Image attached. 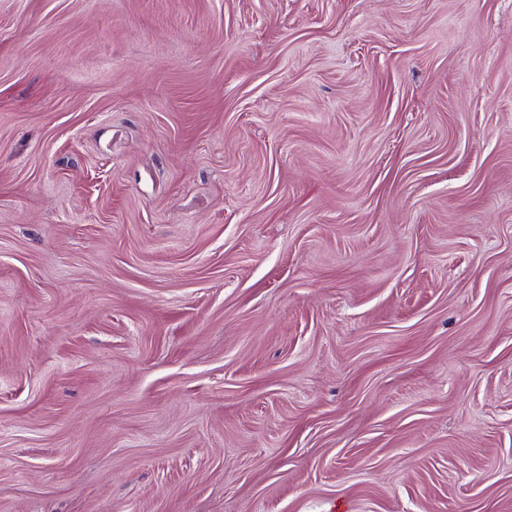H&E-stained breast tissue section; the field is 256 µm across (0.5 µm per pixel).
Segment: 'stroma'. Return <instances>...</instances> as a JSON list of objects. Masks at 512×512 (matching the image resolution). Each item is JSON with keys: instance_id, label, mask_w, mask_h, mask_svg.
<instances>
[{"instance_id": "1", "label": "stroma", "mask_w": 512, "mask_h": 512, "mask_svg": "<svg viewBox=\"0 0 512 512\" xmlns=\"http://www.w3.org/2000/svg\"><path fill=\"white\" fill-rule=\"evenodd\" d=\"M0 512H512V0H0Z\"/></svg>"}]
</instances>
